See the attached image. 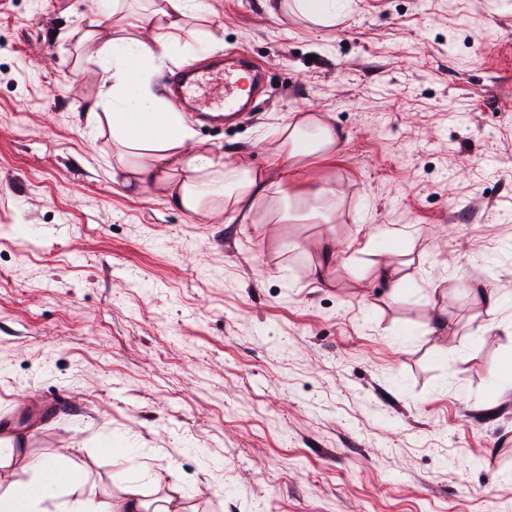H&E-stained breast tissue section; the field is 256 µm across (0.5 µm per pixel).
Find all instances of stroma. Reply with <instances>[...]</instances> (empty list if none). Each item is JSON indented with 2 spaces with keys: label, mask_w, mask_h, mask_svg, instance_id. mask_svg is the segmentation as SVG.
<instances>
[{
  "label": "stroma",
  "mask_w": 512,
  "mask_h": 512,
  "mask_svg": "<svg viewBox=\"0 0 512 512\" xmlns=\"http://www.w3.org/2000/svg\"><path fill=\"white\" fill-rule=\"evenodd\" d=\"M210 3L190 67L241 53L262 86L241 119L189 113L199 138L274 177L262 139L319 113L336 221H210L113 182L87 124L112 109L106 0H0V434L22 440L0 483L52 460L169 512H505L512 0H340L329 29ZM386 227L412 262L395 300L369 274Z\"/></svg>",
  "instance_id": "35a3bbf8"
}]
</instances>
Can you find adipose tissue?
Wrapping results in <instances>:
<instances>
[{"mask_svg":"<svg viewBox=\"0 0 512 512\" xmlns=\"http://www.w3.org/2000/svg\"><path fill=\"white\" fill-rule=\"evenodd\" d=\"M192 15L206 19L211 11L201 0H156L151 13L129 21L120 7L108 12L109 19L124 21L127 29L125 36L104 46L115 64L112 110L105 115L116 146L113 174L143 189L163 188L170 204L190 216L213 218L233 211L247 220L262 216L268 224L335 223L331 186L313 183L290 197L282 181L253 168L245 156L227 161L213 153L184 114L150 90L147 77L159 61L180 49L179 33ZM337 143L335 129L320 115L303 112L276 129L266 150L288 173L335 155ZM31 469V481L0 490V512H46V502L65 485L72 495L67 512H144L138 486H129L123 500L112 505L86 496L81 483L55 462H37Z\"/></svg>","mask_w":512,"mask_h":512,"instance_id":"1","label":"adipose tissue"}]
</instances>
